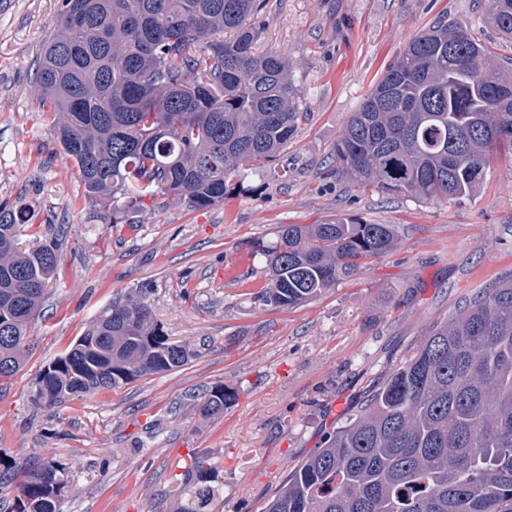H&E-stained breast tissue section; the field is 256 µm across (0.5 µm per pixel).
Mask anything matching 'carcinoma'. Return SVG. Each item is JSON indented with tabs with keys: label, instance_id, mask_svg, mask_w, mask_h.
<instances>
[{
	"label": "carcinoma",
	"instance_id": "carcinoma-1",
	"mask_svg": "<svg viewBox=\"0 0 512 512\" xmlns=\"http://www.w3.org/2000/svg\"><path fill=\"white\" fill-rule=\"evenodd\" d=\"M512 40V0H479ZM264 0H62L38 62L52 132L87 194L138 210L157 197L202 209L269 166L307 117L288 59L257 52ZM466 26L440 20L411 38L336 141L338 169L363 188L420 202L474 193L512 149V69ZM25 216L0 211V378L16 374L60 258L19 249ZM392 224L339 216L282 224L258 244L267 302L293 308L391 251ZM145 298L115 304L41 371L49 406L182 367ZM215 386L200 406L224 412ZM212 468L187 472L181 512H207ZM55 462L23 472L11 512H61ZM261 512H512V280L491 282L288 474Z\"/></svg>",
	"mask_w": 512,
	"mask_h": 512
}]
</instances>
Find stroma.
Listing matches in <instances>:
<instances>
[{"label":"stroma","instance_id":"1","mask_svg":"<svg viewBox=\"0 0 512 512\" xmlns=\"http://www.w3.org/2000/svg\"><path fill=\"white\" fill-rule=\"evenodd\" d=\"M61 0H0V207L26 211L21 246L57 245L56 278L25 366L0 379V512L19 474L54 459L68 475L62 512H177L194 459L215 470L208 512H260L290 469L341 426L437 324L512 276V157L481 187L423 204L339 176L332 154L351 112L409 39L443 19L498 42L476 0H266L259 51L285 55L309 109L287 154L250 170L224 202L156 199L105 223L38 108L37 63ZM392 224L398 244L290 310L264 302L256 242L283 224L339 215ZM147 293L170 340L193 358L48 409L39 373L112 302ZM235 399L206 417V390Z\"/></svg>","mask_w":512,"mask_h":512}]
</instances>
